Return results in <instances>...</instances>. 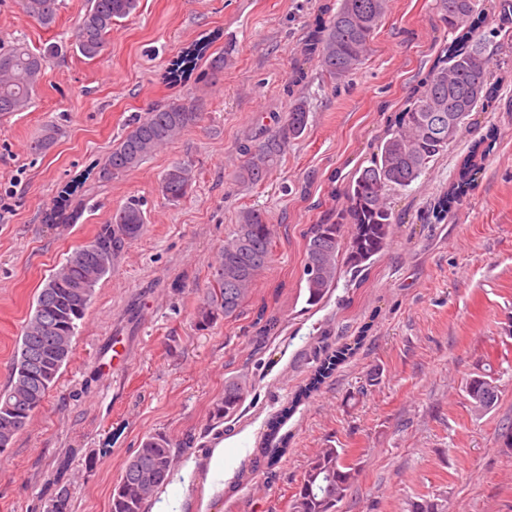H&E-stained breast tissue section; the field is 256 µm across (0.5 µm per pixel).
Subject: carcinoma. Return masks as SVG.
Wrapping results in <instances>:
<instances>
[{
    "label": "carcinoma",
    "mask_w": 512,
    "mask_h": 512,
    "mask_svg": "<svg viewBox=\"0 0 512 512\" xmlns=\"http://www.w3.org/2000/svg\"><path fill=\"white\" fill-rule=\"evenodd\" d=\"M58 0H20L23 13L44 26L55 22ZM138 0H88V6L73 36L79 53L93 59L99 55L114 21L129 16ZM389 9V0H340L328 22L321 27L315 54L323 74L333 84L348 82L370 51L373 35ZM437 9L448 29L466 32L451 42L437 63L421 79L409 105L390 119L385 137L377 145L368 164L353 173L341 208L327 212L305 233L301 281L306 304L317 306L337 287L344 272L354 276L368 271L374 257L389 245L393 225L401 222L390 197L415 183L448 145L470 127V116L488 107L495 89L490 59L484 45L491 32L483 30L484 15L479 0H437ZM203 43L176 56L168 67V79L178 82L197 67L207 52ZM58 50L49 45L36 53L23 41L0 46V114L25 112L43 74L45 58ZM197 113L185 104L172 103L147 113L112 148L98 171L108 181L140 167L165 145L176 139L196 119ZM309 109L300 98L294 100L286 121L263 132L262 144L241 148L244 156L239 171L243 182L258 184L276 166L288 148L308 126ZM62 136L55 124L43 127L31 150L41 152ZM87 178H75L59 191L61 210L85 193ZM192 166L177 162L161 180V190L171 201L185 198L193 188ZM460 180L454 194L439 199L435 218L464 192ZM146 219L140 204L130 202L112 214L89 241L58 266L44 281L36 297L17 353L8 384L0 389V446H10L14 438L42 408L61 370L73 355V340L94 298L99 281L112 272L127 244L144 233ZM276 225L257 209H244L230 237L224 241L212 265L207 299L198 311V322L207 325L217 316L235 319L253 294L257 278L272 261ZM323 357L311 386H316L336 369L346 350L319 349ZM250 380L241 374L224 382V396L213 408V419L221 423L240 410ZM499 397L496 378L483 373L469 380L467 392L472 404L487 392ZM176 451L162 433L148 436L137 453L128 459L112 489L111 512H147L159 489L173 479ZM357 476L356 464L347 461V450L320 448L309 460L290 512H337ZM47 512H73L69 491L58 487L47 502Z\"/></svg>",
    "instance_id": "obj_1"
}]
</instances>
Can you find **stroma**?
<instances>
[{
	"instance_id": "stroma-1",
	"label": "stroma",
	"mask_w": 512,
	"mask_h": 512,
	"mask_svg": "<svg viewBox=\"0 0 512 512\" xmlns=\"http://www.w3.org/2000/svg\"><path fill=\"white\" fill-rule=\"evenodd\" d=\"M339 0H139L86 59L68 47L48 58L33 107L0 115V387L44 279L89 242L113 212L141 203L146 230L96 287L70 363L44 406L0 453V512H46L42 491L61 459L75 512H110L112 488L146 437L193 438L174 481L149 512H288L316 449L347 448L359 473L339 512H410L433 499L443 512H512V12L484 0L498 92L438 163L391 198L388 248L363 283L341 278L308 307L300 282L303 235L337 205L334 190L367 164L372 147L417 80L453 39L436 0H390L373 50L348 86L323 82L304 45ZM87 0H58L43 26L18 0H0V43L41 52L71 42ZM209 56L178 84L169 60L198 42ZM230 62L211 74L208 59ZM305 98L308 127L264 181L238 180L240 148L285 120ZM197 118L139 168L109 182L95 173L137 116L171 103ZM64 134L43 153L31 141L47 123ZM472 161L467 193L442 220L432 207ZM193 167L186 198L162 195L174 162ZM87 175L58 215L60 187ZM278 226L273 260L235 319L197 324L210 265L239 211ZM276 318L261 333L258 312ZM120 341L126 364L112 365ZM353 356L308 399L296 395L320 346ZM492 373L496 406L471 408L466 383ZM248 374L238 413L215 424L225 379ZM293 413L278 435L288 450L263 454L267 423ZM225 443L222 467L209 466Z\"/></svg>"
}]
</instances>
